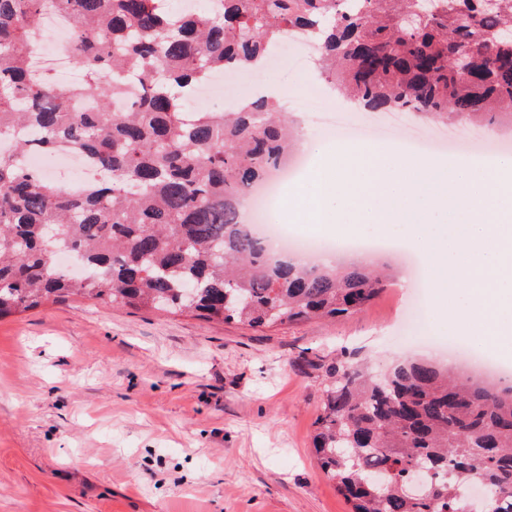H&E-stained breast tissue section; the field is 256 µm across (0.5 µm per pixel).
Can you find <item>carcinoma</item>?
<instances>
[{
  "mask_svg": "<svg viewBox=\"0 0 512 512\" xmlns=\"http://www.w3.org/2000/svg\"><path fill=\"white\" fill-rule=\"evenodd\" d=\"M220 2L181 13L167 0H0V138L35 132L0 150V318L81 297L269 328L374 301L389 278L372 267L272 262L240 221L245 193L291 153L276 103L186 111L210 75L289 34L314 39L331 82L371 110L512 126V0H362L354 12L342 0ZM47 11L72 20L79 84L33 72ZM130 77L143 95L110 107ZM79 99L97 110H75ZM58 148L103 178L71 191L22 163ZM59 248L91 274L56 266ZM326 377L314 449L353 512H464L459 492L474 479L486 512H512V388L410 356L377 379L348 358ZM413 461L427 479L417 497Z\"/></svg>",
  "mask_w": 512,
  "mask_h": 512,
  "instance_id": "cac0c4a2",
  "label": "carcinoma"
}]
</instances>
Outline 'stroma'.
I'll return each mask as SVG.
<instances>
[{"label": "stroma", "mask_w": 512, "mask_h": 512, "mask_svg": "<svg viewBox=\"0 0 512 512\" xmlns=\"http://www.w3.org/2000/svg\"><path fill=\"white\" fill-rule=\"evenodd\" d=\"M263 82L293 95L297 149L357 148L328 136L311 111L367 110L327 83L316 63L270 56ZM390 266L385 291L336 320L254 330L192 314L69 300L0 319V512H352L313 448L323 365L349 355L375 372L412 356L453 373L487 368L512 387V356L483 346L443 356L408 334L444 336L428 310L407 327L409 254L344 252Z\"/></svg>", "instance_id": "obj_1"}]
</instances>
